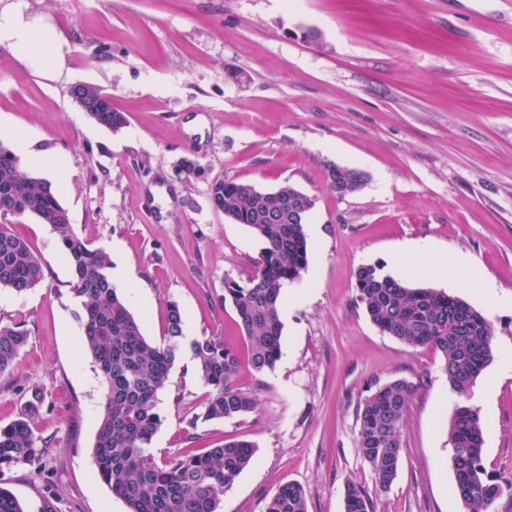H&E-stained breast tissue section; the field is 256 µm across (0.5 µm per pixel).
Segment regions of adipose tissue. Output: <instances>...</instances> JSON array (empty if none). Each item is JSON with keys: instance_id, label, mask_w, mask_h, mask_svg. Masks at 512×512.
<instances>
[{"instance_id": "ef3b65f1", "label": "adipose tissue", "mask_w": 512, "mask_h": 512, "mask_svg": "<svg viewBox=\"0 0 512 512\" xmlns=\"http://www.w3.org/2000/svg\"><path fill=\"white\" fill-rule=\"evenodd\" d=\"M0 45L37 69L59 68L64 64L59 38L46 35L40 23L25 18L10 4L0 8Z\"/></svg>"}]
</instances>
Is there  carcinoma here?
<instances>
[{"mask_svg": "<svg viewBox=\"0 0 512 512\" xmlns=\"http://www.w3.org/2000/svg\"><path fill=\"white\" fill-rule=\"evenodd\" d=\"M88 116L99 126L117 131L126 124L112 109V96L101 88L78 87ZM332 189L356 188L365 174L333 166ZM208 197L224 217L248 226L262 243L253 276L241 284L224 281L220 302H230L246 340L248 364L257 372L274 367L281 355L283 289L301 277L309 262L305 230L315 199L285 184L273 191L236 181L208 184ZM0 289L25 293L43 285L46 273L29 244L7 224L9 218L35 217L51 226L80 300L86 353L102 374L105 391L91 453L98 477L122 499L128 512H219L224 491L251 464L253 444L228 441L202 453L178 454L160 465L151 452L162 424L159 394L166 388L175 362L188 350L194 369L209 393L200 419H232L251 411L254 399L239 390L240 365L235 351L218 336L185 341V315L172 302L167 311L166 339L150 342L138 319L107 275V254L79 237L52 187L44 178L21 169L20 158L0 141ZM355 288L378 329L411 347H430L444 359L448 383L458 395L448 428L452 449L453 490L467 512H488L512 482L503 483L482 464L484 427L480 410L470 404L471 390L492 359V326L465 300L430 287L397 279L379 264L360 266ZM27 330L0 324V374L13 368L27 341ZM415 385L404 379L389 382L368 395L358 413L357 447L384 488L397 474L404 416ZM34 404L8 426L0 427V466H34L40 460L32 427ZM370 502L354 484L345 489V512H369ZM0 512H25L19 499L0 487ZM264 512H308L305 493L295 483L279 486Z\"/></svg>", "mask_w": 512, "mask_h": 512, "instance_id": "carcinoma-1", "label": "carcinoma"}]
</instances>
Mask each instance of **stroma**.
Returning a JSON list of instances; mask_svg holds the SVG:
<instances>
[{
    "label": "stroma",
    "instance_id": "obj_1",
    "mask_svg": "<svg viewBox=\"0 0 512 512\" xmlns=\"http://www.w3.org/2000/svg\"><path fill=\"white\" fill-rule=\"evenodd\" d=\"M63 41L44 72L0 53V136L25 135L61 165L58 191L76 233L103 249L114 286L146 338L162 343L169 303L187 337L215 335L246 355L224 281L246 282L262 244L214 210L207 186L234 180L313 196L309 263L283 291L281 356L236 385L256 400L233 419L198 421L208 389L181 356L160 396L158 461L232 439L255 456L220 512H263L280 485L303 487L308 512H345L347 484L370 512H466L452 492L448 426L459 401L440 352L384 335L357 298L354 273L383 265L460 297L489 319L493 360L471 392L484 423L483 464L512 480V0H19ZM316 39H307V32ZM112 95L126 125L94 123L74 85ZM202 175H176L183 157ZM333 166L365 171L355 195L328 186ZM14 232L47 282L0 290V323L28 341L0 374V426L32 416L37 465L0 467L26 512H127L94 473L103 384L83 350L81 305L58 238L31 217ZM431 253L419 277L404 246ZM487 275L491 306L474 281ZM397 379L408 401L396 478L380 488L357 448L366 396Z\"/></svg>",
    "mask_w": 512,
    "mask_h": 512
}]
</instances>
